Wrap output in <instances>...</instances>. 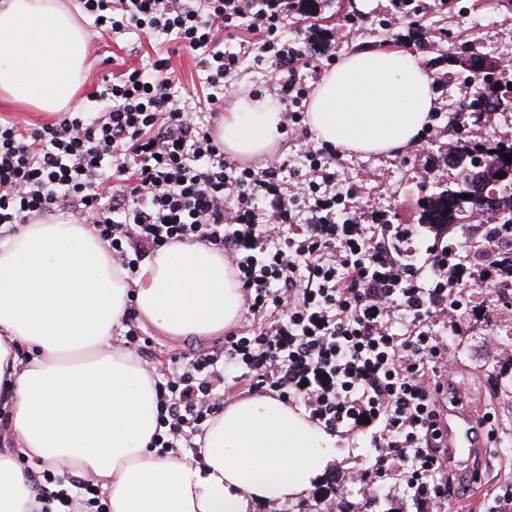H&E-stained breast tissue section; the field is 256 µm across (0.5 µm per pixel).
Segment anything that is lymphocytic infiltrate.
<instances>
[{
    "mask_svg": "<svg viewBox=\"0 0 512 512\" xmlns=\"http://www.w3.org/2000/svg\"><path fill=\"white\" fill-rule=\"evenodd\" d=\"M99 36L162 30L197 52L218 102L235 81L239 56L217 37L244 18L265 33L275 80L290 95L289 125L299 124L304 93L286 72L301 63L300 47L275 40L289 0H81ZM169 58L151 69L103 79L94 112H66L40 128L0 117V230L45 216L93 225L114 264L136 274L149 253L172 243L201 242L223 252L241 284L251 328L225 334L221 349L173 355L150 372L157 395L151 447L195 448L206 424L221 414L224 368L235 383L274 392L304 408L326 432L368 433L372 470L344 477L323 512H373L397 495L440 512L460 498L450 475L453 455L440 424L439 398L458 395L448 343L429 326L435 313L456 323L474 295L497 287L498 268L465 280L456 244L428 247V264L412 259L409 224L383 211L362 223V204L347 201L308 154L310 177L290 191L281 165L236 166L211 122L186 111L172 92ZM391 478L383 495L378 478ZM36 500L59 512H107L93 480L67 469L32 478Z\"/></svg>",
    "mask_w": 512,
    "mask_h": 512,
    "instance_id": "lymphocytic-infiltrate-1",
    "label": "lymphocytic infiltrate"
}]
</instances>
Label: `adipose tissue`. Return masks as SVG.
I'll list each match as a JSON object with an SVG mask.
<instances>
[{
    "mask_svg": "<svg viewBox=\"0 0 512 512\" xmlns=\"http://www.w3.org/2000/svg\"><path fill=\"white\" fill-rule=\"evenodd\" d=\"M88 55L63 0H0V94L55 114L77 94ZM436 105L430 72L403 50L352 53L325 72L308 107L321 142L385 155L419 143ZM270 97L236 102L218 129L234 158L282 136ZM241 285L216 249L174 243L136 275L113 264L93 225H19L0 239V512H45L21 461L94 477L108 512H255L308 498L336 438L268 395L227 403L200 455L158 453L154 381L114 346L128 308L162 334L218 336L237 323Z\"/></svg>",
    "mask_w": 512,
    "mask_h": 512,
    "instance_id": "obj_1",
    "label": "adipose tissue"
}]
</instances>
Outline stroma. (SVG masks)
<instances>
[{"instance_id": "obj_1", "label": "stroma", "mask_w": 512, "mask_h": 512, "mask_svg": "<svg viewBox=\"0 0 512 512\" xmlns=\"http://www.w3.org/2000/svg\"><path fill=\"white\" fill-rule=\"evenodd\" d=\"M436 12L432 19L422 20V33L429 43L427 52L421 53L422 64L430 71L437 92V110L432 116L428 131L429 141L420 151L409 149L388 155H364L346 152L331 163L336 183L351 190L360 200L370 201L376 207L389 210L390 219L396 224H413L418 218V204L435 181L445 179L447 168L438 166L434 157L447 149L450 139L446 127L447 115L471 101L474 89L463 80L449 81L445 57L461 44L470 45L475 52H490L495 45L512 44V10L487 6L486 0H427ZM359 9L364 18L359 23H327V33L320 40L318 53L310 55V68L301 69V84L306 91H313L323 72H326L345 55L364 44V31L386 25L387 34L379 46L383 49H409L406 34L411 26L396 6L395 0H362ZM246 20L224 38V49L240 56L238 75L231 89L224 93L225 106H232L238 98L268 95L281 98V87L271 77L275 67L272 56L257 57L246 43L252 35L246 29ZM171 57L176 95L186 102L191 111L209 112L213 106L207 102L206 74L202 71L193 52L178 45L173 36L148 30H126L113 34L104 41L90 37L88 41L89 69L83 79L72 110L94 111L96 104L91 95L106 75H120L131 68L143 69L162 57ZM311 131L285 130L273 152L284 162L280 174L288 184H296L309 176V163L304 153L316 146ZM492 313L475 308L467 311L457 326H449L446 316L440 315L431 323L452 347L451 355L456 364L458 380L480 393L477 403L480 413H488V403L498 383V373L512 377V363L508 362L498 347L488 343L493 332ZM141 332L149 337L155 356L166 358L174 354L195 355L207 353L224 344L223 337L170 341L160 336L149 324H141ZM497 436L485 439V459L482 473L484 493L498 492L500 486L512 481V469L504 468L501 456L512 455V406L500 404L491 423ZM374 452L367 436L357 435L340 439L336 444V458L325 478L335 481L351 472L372 469Z\"/></svg>"}]
</instances>
